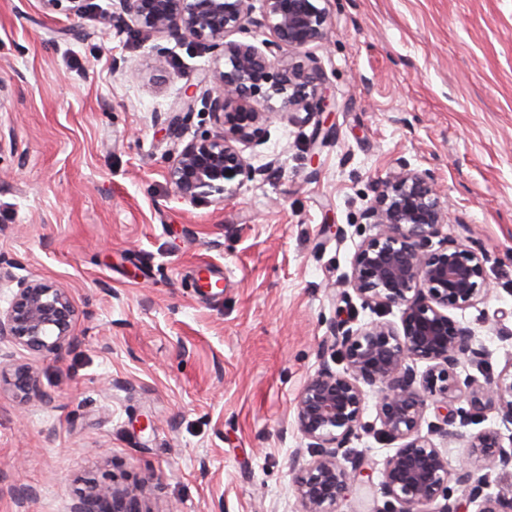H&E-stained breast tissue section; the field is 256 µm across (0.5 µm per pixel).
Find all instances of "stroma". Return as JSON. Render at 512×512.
I'll use <instances>...</instances> for the list:
<instances>
[{"instance_id":"stroma-1","label":"stroma","mask_w":512,"mask_h":512,"mask_svg":"<svg viewBox=\"0 0 512 512\" xmlns=\"http://www.w3.org/2000/svg\"><path fill=\"white\" fill-rule=\"evenodd\" d=\"M94 2L0 0V256L14 279L68 289L81 336L58 358L0 343V512H71L88 483L143 478L157 512H301L296 399L330 326L400 318L338 285L399 161L433 173L444 235L486 253L490 293L455 316L488 371L512 359V0H330L327 43L296 58L324 70L332 117L272 115L244 149L264 174L221 204L182 201L167 178L214 133L207 110L165 123L185 88L213 90L219 52ZM204 264L218 295L193 282ZM18 362L51 403L7 384ZM375 404L350 448L377 471L397 444Z\"/></svg>"}]
</instances>
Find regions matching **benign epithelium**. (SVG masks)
Returning <instances> with one entry per match:
<instances>
[{"mask_svg":"<svg viewBox=\"0 0 512 512\" xmlns=\"http://www.w3.org/2000/svg\"><path fill=\"white\" fill-rule=\"evenodd\" d=\"M321 0H117L112 21L145 36L180 41L191 38L223 51L224 67L211 74L215 93L182 98L181 112L204 101L215 133L189 141L172 160L168 181L191 204L232 199L261 169L243 154L262 132L271 113L262 108L275 97L280 110L331 112L323 93L325 74L315 63L291 62L286 55L327 41L328 9ZM264 29L270 38L257 46L229 41L233 33ZM364 218L377 232L356 249L340 286L367 307L401 310L400 324L373 321L356 329L343 322L330 327L325 347L346 364L337 372L324 361L296 400L295 424L310 441L313 459L299 470L296 486L301 512H335L356 484L372 483V469L361 457L348 456V445L365 428L366 393L377 395L381 432L402 444L386 457L380 490L385 512H460L454 493L478 505L476 512H512V497L493 496L491 472L512 466V446L502 445L494 429L468 437V461L452 470L448 456L432 439L459 436L465 426L498 409L512 421V363L497 376L479 381L468 368L483 369L489 352L476 346L474 331L449 314L484 300L489 293L487 257L482 251L441 237L448 223L434 176L402 160L376 182ZM438 247H433V239ZM78 312L67 289L43 278L17 286L9 306L0 309V342L30 352L59 356L79 342ZM427 363L417 374L414 364ZM15 391L40 398L39 378L29 364L15 365ZM434 408L437 422L421 435L425 413ZM481 462L478 476L469 459ZM73 512H157L145 482L89 487Z\"/></svg>","mask_w":512,"mask_h":512,"instance_id":"7a95c632","label":"benign epithelium"}]
</instances>
